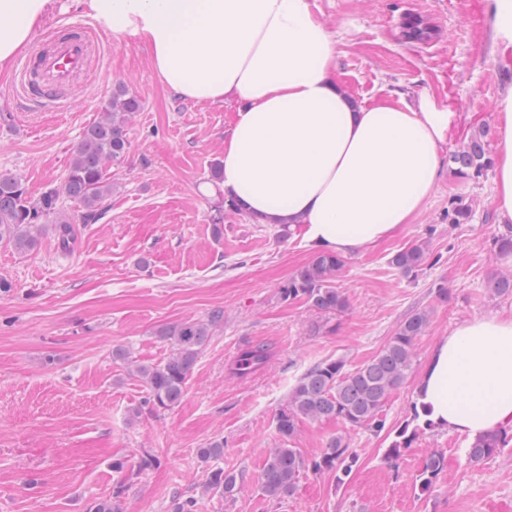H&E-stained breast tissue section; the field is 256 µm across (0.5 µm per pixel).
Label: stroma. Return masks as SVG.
Segmentation results:
<instances>
[{"mask_svg": "<svg viewBox=\"0 0 512 512\" xmlns=\"http://www.w3.org/2000/svg\"><path fill=\"white\" fill-rule=\"evenodd\" d=\"M335 34L339 83L355 98L388 94L416 104L429 92L491 134L495 101L512 86V66L498 64L485 0H317ZM431 36L406 40L405 15ZM92 27L96 58L60 111L31 110L20 99L21 71L0 74V173L21 176L31 193L59 185L84 129L112 92L143 104L128 129L130 153L112 175L119 188L103 218L76 224L70 252L54 233L20 254L0 245V512H88L118 498L120 512H173L178 496L200 495L207 466L200 448L220 440L218 465L238 475L231 498L202 497V512H512V444L482 462L467 456L466 436L438 428L402 449L397 468L386 451L409 420L435 345L457 325L487 315L512 316V297L488 292L494 273L512 270L496 255L499 229L493 178L474 182L445 170L414 223L383 244L345 256L336 279L344 312L278 300L281 285L311 261L300 237L223 208L210 170L224 149L235 105L187 100L154 70L145 42L93 27L77 0H56L37 29L45 41L62 26ZM471 202L465 224H449L448 202ZM427 240L430 258L412 277L389 266L397 250ZM224 310V323L200 355L181 403L144 409L145 392L112 350L157 363L171 344L163 326ZM429 323L415 344L406 382L383 408L382 433L335 421L300 422L293 440L305 456L345 435L358 463L344 484L301 473L293 495L272 499L257 475L281 445L276 416L296 379L326 360L347 369L374 357L417 311ZM270 346L268 366L245 379L229 368L248 344ZM446 466L427 493L415 477L432 453ZM125 461L116 471L114 461Z\"/></svg>", "mask_w": 512, "mask_h": 512, "instance_id": "stroma-1", "label": "stroma"}]
</instances>
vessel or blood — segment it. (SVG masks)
<instances>
[{"label":"vessel or blood","mask_w":512,"mask_h":512,"mask_svg":"<svg viewBox=\"0 0 512 512\" xmlns=\"http://www.w3.org/2000/svg\"><path fill=\"white\" fill-rule=\"evenodd\" d=\"M94 46L81 25L58 29L45 43L39 44L23 67L28 79L22 95L42 107L63 104L71 95L79 75L92 64Z\"/></svg>","instance_id":"vessel-or-blood-1"}]
</instances>
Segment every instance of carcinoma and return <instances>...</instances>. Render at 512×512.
Returning a JSON list of instances; mask_svg holds the SVG:
<instances>
[{
	"label": "carcinoma",
	"mask_w": 512,
	"mask_h": 512,
	"mask_svg": "<svg viewBox=\"0 0 512 512\" xmlns=\"http://www.w3.org/2000/svg\"><path fill=\"white\" fill-rule=\"evenodd\" d=\"M403 32L411 40H424L428 32L422 21L407 15L403 19ZM142 109L138 96L120 89L112 94L104 111L88 125L76 145L63 182L48 187L35 196L16 175L0 174V243H5L20 254L34 251L48 228H53L58 246L68 251L74 242L73 218L62 212L61 198L78 204L79 220L94 224L103 214L107 201L117 189L109 167L124 163L129 154L130 141L126 127ZM448 161L462 178L478 181L485 178L492 167L485 143V132L480 131L452 152ZM471 216L469 202L461 196L452 198L448 205V223L466 224ZM498 255L512 256V225L494 236ZM427 259L426 242H417L394 253L388 264L402 275H418ZM343 267L342 259L321 252L288 282L279 288L283 302L297 299L324 312L341 313L347 307L345 294L335 286L334 278ZM490 292L496 297H512V271L499 272L490 281ZM429 321L427 311H418L402 321L383 349L367 362L351 371L341 361H325L313 366L294 384L288 402L276 416V427L282 438L291 440L297 425L310 422L340 421L351 426H367L380 433L385 428L381 412L391 394L407 380L412 369L414 346ZM224 322V310H212L205 320H186L169 324L157 331L160 338L170 342L172 353L161 363H137L130 360L129 352L117 349L112 357L128 365L131 373L147 390L145 404L158 409H171L184 397L186 385L193 373L204 346ZM272 358L268 345L256 343L242 349L232 367V374L246 378L267 365ZM433 424L421 419L418 408L413 418L397 433L398 441L388 449L390 460L400 456L418 435ZM512 442V432L498 431L477 437L471 442L467 455L474 462L494 455L498 448ZM224 453V442L216 440L200 449L199 457L205 464L217 460ZM357 456L349 448L346 437H330L322 452L313 458L305 457L301 450L285 443L272 449L262 466L258 482L271 498L280 499L294 493L299 475L305 471L314 474L332 473L337 484H342L353 467ZM445 466L444 457L430 455L415 480L422 493L429 491ZM242 489L240 478L224 469H210L203 493L233 497Z\"/></svg>",
	"instance_id": "carcinoma-1"
}]
</instances>
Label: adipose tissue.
Segmentation results:
<instances>
[{"label":"adipose tissue","mask_w":512,"mask_h":512,"mask_svg":"<svg viewBox=\"0 0 512 512\" xmlns=\"http://www.w3.org/2000/svg\"><path fill=\"white\" fill-rule=\"evenodd\" d=\"M100 28L150 48L161 81L236 106L219 157L225 198L256 222L336 254L413 223L461 132L453 108L357 102L336 78V41L315 0H78ZM52 0H0V74L26 52ZM498 58L512 61V0H487ZM493 205L512 223V88L495 106ZM436 426L469 438L512 429V318L477 317L434 348L418 387Z\"/></svg>","instance_id":"1"}]
</instances>
